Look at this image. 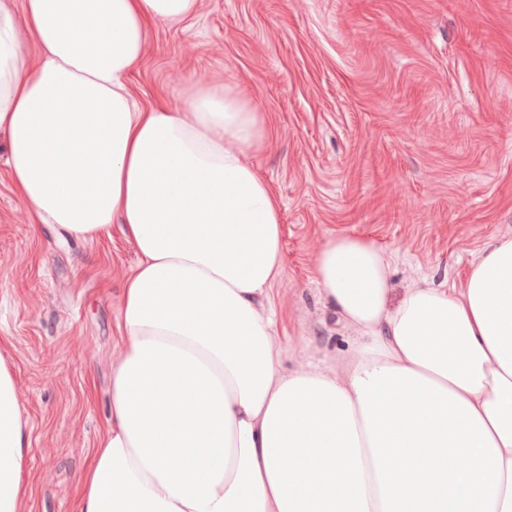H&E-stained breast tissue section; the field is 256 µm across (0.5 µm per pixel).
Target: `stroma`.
Returning <instances> with one entry per match:
<instances>
[{
	"instance_id": "stroma-1",
	"label": "stroma",
	"mask_w": 512,
	"mask_h": 512,
	"mask_svg": "<svg viewBox=\"0 0 512 512\" xmlns=\"http://www.w3.org/2000/svg\"><path fill=\"white\" fill-rule=\"evenodd\" d=\"M201 81L238 88L273 131L249 160L283 215L270 296L284 365L346 350L353 332L315 279L332 237L373 242L394 294L461 285L512 237V0H201L152 27L129 77L139 106ZM0 146V341L29 430L21 512H77L109 414L112 328L135 244L33 225Z\"/></svg>"
}]
</instances>
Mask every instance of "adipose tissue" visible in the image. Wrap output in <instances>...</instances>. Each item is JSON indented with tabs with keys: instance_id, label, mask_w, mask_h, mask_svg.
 <instances>
[{
	"instance_id": "1",
	"label": "adipose tissue",
	"mask_w": 512,
	"mask_h": 512,
	"mask_svg": "<svg viewBox=\"0 0 512 512\" xmlns=\"http://www.w3.org/2000/svg\"><path fill=\"white\" fill-rule=\"evenodd\" d=\"M200 0H0V140L37 222L120 223L109 417L79 512H512V238L459 288L392 299L374 243L329 238L320 291L349 349L283 369L270 290L279 201L248 157L269 138L234 87L140 107L150 26ZM31 52H22V44ZM29 432L0 347V512H20Z\"/></svg>"
}]
</instances>
